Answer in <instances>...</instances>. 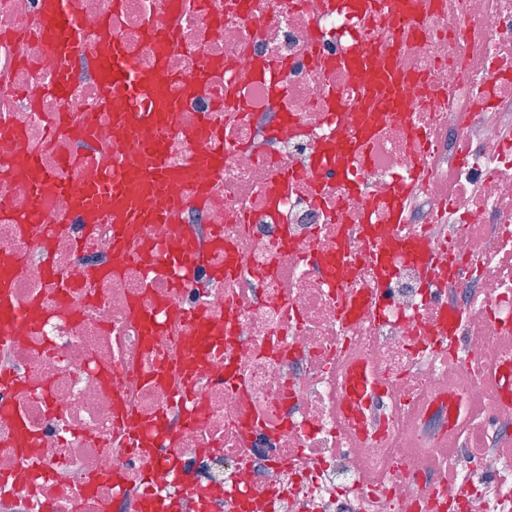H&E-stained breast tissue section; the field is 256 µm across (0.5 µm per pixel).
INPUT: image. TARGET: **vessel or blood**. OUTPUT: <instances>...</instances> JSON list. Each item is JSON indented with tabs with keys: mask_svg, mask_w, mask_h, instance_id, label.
<instances>
[{
	"mask_svg": "<svg viewBox=\"0 0 512 512\" xmlns=\"http://www.w3.org/2000/svg\"><path fill=\"white\" fill-rule=\"evenodd\" d=\"M425 0H327L330 9L347 6L355 15H367L375 9L390 17H406L410 25H417ZM49 18L47 36L52 46L65 57L85 53L89 48L84 26L68 10V0H44ZM100 37L104 43L99 53L101 72V104L113 110L119 122L134 136L141 158L139 165H129L118 158L110 170L104 171L93 162H85L86 179L90 192L106 193L103 208L115 224H166L172 222L180 208L178 200L169 197V187L176 183L192 185L193 198L205 204L207 197L200 183V174L193 165L181 169L170 168L159 143L140 138L146 127L157 128L165 121L168 112L176 109L184 93L212 95L213 88L206 72H199L193 82L186 83L166 75L163 69L154 74L140 72L131 61L125 41L112 34L109 22H102ZM145 43L156 58H163L171 42L169 30L148 25L143 32ZM356 67L368 66L373 80L367 96L373 110L388 113L396 108L400 78L391 68L390 57L371 50L359 51L350 60ZM201 135L208 140V163L211 169L224 164L227 148L224 139L208 122H201ZM30 170V188L33 205L24 215L14 216L19 226L40 223L44 215V202L55 188L52 178L44 173L34 158H27ZM17 271L16 264L0 266V339L10 336L13 327L26 321V312L14 309L8 301L10 282ZM372 368L363 360L347 366L346 397L352 408L349 420L356 436H363L364 422L361 414L365 396L373 390Z\"/></svg>",
	"mask_w": 512,
	"mask_h": 512,
	"instance_id": "b4317fda",
	"label": "vessel or blood"
}]
</instances>
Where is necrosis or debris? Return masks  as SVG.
Returning <instances> with one entry per match:
<instances>
[{
  "label": "necrosis or debris",
  "mask_w": 512,
  "mask_h": 512,
  "mask_svg": "<svg viewBox=\"0 0 512 512\" xmlns=\"http://www.w3.org/2000/svg\"><path fill=\"white\" fill-rule=\"evenodd\" d=\"M234 2L69 0L90 38L109 19L145 73L146 24L169 26L167 73L210 68L248 104L182 98L161 132L171 168L205 158L204 112L235 150L205 170L207 206L131 225L118 252L108 216L89 233L73 214L83 172L61 164L137 160L97 106L96 54L60 58L39 34L43 0H0V161L15 166L0 202L30 209L17 165L34 154L67 186L47 215H73L55 233L0 219L11 303L35 321L0 344V512H512V0H426L404 36L324 0ZM363 48L390 50L408 78L394 116L369 119L371 74L343 63ZM266 62L279 96L255 77ZM62 77L67 94L47 93ZM62 113L93 116L94 136L53 135ZM369 125L366 154L315 167ZM147 241L197 255L181 288L136 259ZM86 265L118 272L69 287ZM354 359L378 387L356 447Z\"/></svg>",
  "instance_id": "necrosis-or-debris-1"
}]
</instances>
